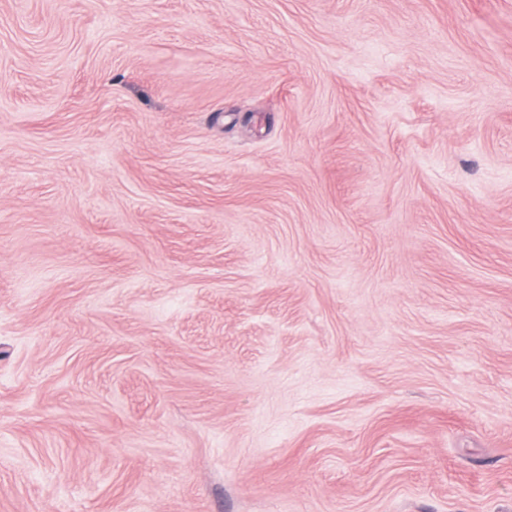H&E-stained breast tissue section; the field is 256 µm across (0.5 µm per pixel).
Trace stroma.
Listing matches in <instances>:
<instances>
[{
	"label": "stroma",
	"mask_w": 512,
	"mask_h": 512,
	"mask_svg": "<svg viewBox=\"0 0 512 512\" xmlns=\"http://www.w3.org/2000/svg\"><path fill=\"white\" fill-rule=\"evenodd\" d=\"M0 512H512V0H0Z\"/></svg>",
	"instance_id": "1"
}]
</instances>
